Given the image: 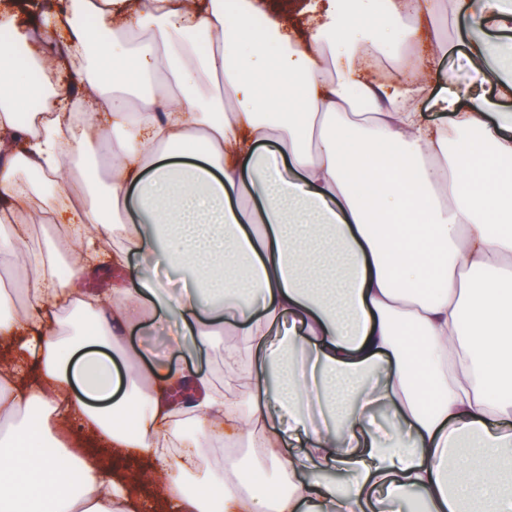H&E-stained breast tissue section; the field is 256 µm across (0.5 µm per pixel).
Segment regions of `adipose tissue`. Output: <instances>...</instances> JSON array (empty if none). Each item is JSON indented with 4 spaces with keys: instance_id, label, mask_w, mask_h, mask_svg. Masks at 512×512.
Wrapping results in <instances>:
<instances>
[{
    "instance_id": "ef3b65f1",
    "label": "adipose tissue",
    "mask_w": 512,
    "mask_h": 512,
    "mask_svg": "<svg viewBox=\"0 0 512 512\" xmlns=\"http://www.w3.org/2000/svg\"><path fill=\"white\" fill-rule=\"evenodd\" d=\"M444 1L466 29L444 33ZM307 11L300 30L263 0H41L34 27L0 11L25 54L0 61V512H136L77 420L164 476L167 512H512V69L490 53L512 10ZM456 40L483 81L439 72ZM26 98L45 104L28 123ZM162 321L189 359L232 325L236 389L125 343ZM218 439L287 492L233 458L213 471Z\"/></svg>"
}]
</instances>
